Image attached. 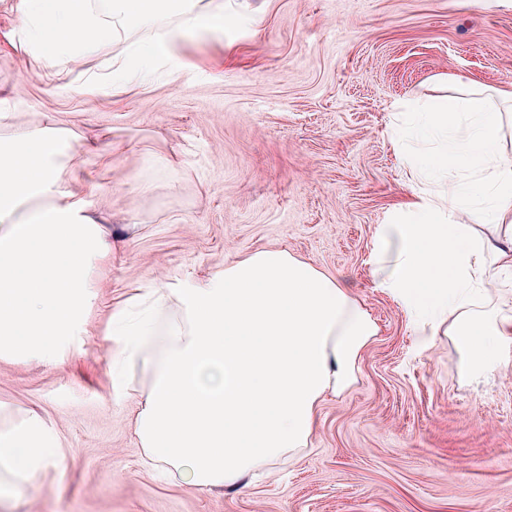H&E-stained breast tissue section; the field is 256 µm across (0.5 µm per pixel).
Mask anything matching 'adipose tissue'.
<instances>
[{"instance_id":"obj_1","label":"adipose tissue","mask_w":512,"mask_h":512,"mask_svg":"<svg viewBox=\"0 0 512 512\" xmlns=\"http://www.w3.org/2000/svg\"><path fill=\"white\" fill-rule=\"evenodd\" d=\"M504 103L512 87L466 81L437 102H406L418 120L404 138L439 149L404 156L412 200L382 225L373 254L377 288L416 336L447 324L474 375L496 370L512 347V315L479 310L495 274L512 271V246L494 247L460 221L476 212L512 225ZM83 150L50 118L0 131V359L59 356L94 300L91 272L111 258L109 227L92 216L87 193L69 187ZM153 303L166 312L161 331L133 319L119 330L123 361L150 372L136 434L149 461L200 488L238 487L305 447L320 401L355 383L378 333L346 284L280 250L166 283ZM60 448L41 417L0 409V485L46 477Z\"/></svg>"}]
</instances>
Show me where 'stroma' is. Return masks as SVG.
<instances>
[{
	"mask_svg": "<svg viewBox=\"0 0 512 512\" xmlns=\"http://www.w3.org/2000/svg\"><path fill=\"white\" fill-rule=\"evenodd\" d=\"M0 0V113L45 114L96 148L72 182L102 185L112 227L82 335L53 360L0 361V406L40 414L62 449L46 480L0 491V512H512V362L475 378L456 339L419 343L375 288L376 235L410 195L401 102L456 79L512 83V0H224L235 34L184 32L155 77L94 86L122 45L67 68L25 45ZM282 250L346 283L378 325L357 380L321 402L307 447L238 489L198 491L152 468L135 432L139 388L113 382L112 316L132 288L199 280Z\"/></svg>",
	"mask_w": 512,
	"mask_h": 512,
	"instance_id": "stroma-1",
	"label": "stroma"
}]
</instances>
